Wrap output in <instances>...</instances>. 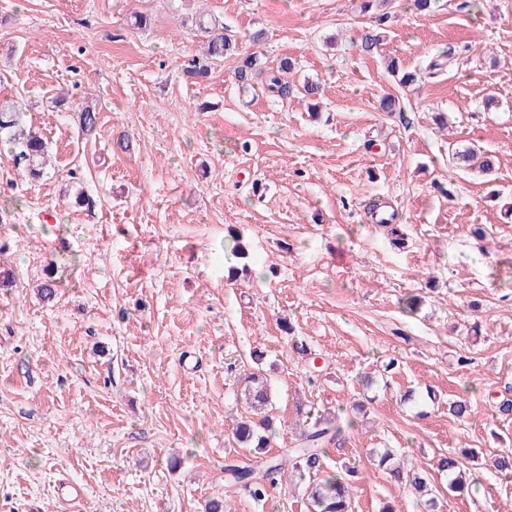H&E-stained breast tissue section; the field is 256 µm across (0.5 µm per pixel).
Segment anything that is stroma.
Here are the masks:
<instances>
[{"label":"stroma","mask_w":512,"mask_h":512,"mask_svg":"<svg viewBox=\"0 0 512 512\" xmlns=\"http://www.w3.org/2000/svg\"><path fill=\"white\" fill-rule=\"evenodd\" d=\"M360 3L0 0V100L54 165L29 180L0 146V267L15 280L0 288V512H59L62 477L85 489L79 512H306L303 484L257 501L224 474L253 462L230 435L255 350L271 455L294 444L296 403L338 409L346 440L323 467L356 470L354 512L423 510L378 467L385 448L427 470L475 453L468 491L435 475L437 512H512L493 466L512 449L497 408L512 387V0H392L370 54ZM201 15L239 48L194 78ZM253 53L294 62L289 96L241 92ZM390 59L415 81L389 76ZM435 60L440 76L421 79ZM82 105L98 116L88 136ZM452 143L494 155L493 175L449 173ZM381 202L404 247L372 221Z\"/></svg>","instance_id":"1"}]
</instances>
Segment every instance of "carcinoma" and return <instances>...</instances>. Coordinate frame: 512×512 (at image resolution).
<instances>
[{
  "mask_svg": "<svg viewBox=\"0 0 512 512\" xmlns=\"http://www.w3.org/2000/svg\"><path fill=\"white\" fill-rule=\"evenodd\" d=\"M388 13L375 17L371 29L363 32L360 38L361 50L371 53L377 49L381 41L382 26L385 25ZM201 34L206 36L205 53L200 59H193L190 73L204 76L208 73L209 64L215 60H223L236 50V41L224 34V25L216 20L199 22ZM291 68V62L283 60L277 69L262 66L259 57L249 56L237 71L240 81L248 77L259 79V84L270 94L281 97L288 92V82L283 75ZM25 113L19 111L14 103L0 101V140L10 146L15 164L29 178L36 180L44 175L48 150L43 139L25 127ZM475 149L453 148L448 151L449 164L452 169H463L470 166L476 158ZM247 415L242 417L231 432L232 440L242 448H249L256 454V465L250 467L233 466L230 468L229 483L249 489L253 499L262 500L267 486L272 485L285 476V464L268 456L270 438L276 434L273 418L269 416L271 393L267 379L259 374L248 377L244 390ZM344 428L340 417L331 413L305 412L302 426L295 438V444L288 449V460L292 472L299 478H308L306 503L308 512H352V485L345 479L324 473L323 457L325 448L343 440ZM435 468L448 474V490L462 488L466 483L474 484L476 479L469 478L462 463L453 456L440 458ZM392 476L406 479L414 493L427 497L426 504L434 506L435 498L431 497L429 472L419 466L412 467L408 474L394 468Z\"/></svg>",
  "mask_w": 512,
  "mask_h": 512,
  "instance_id": "carcinoma-1",
  "label": "carcinoma"
}]
</instances>
